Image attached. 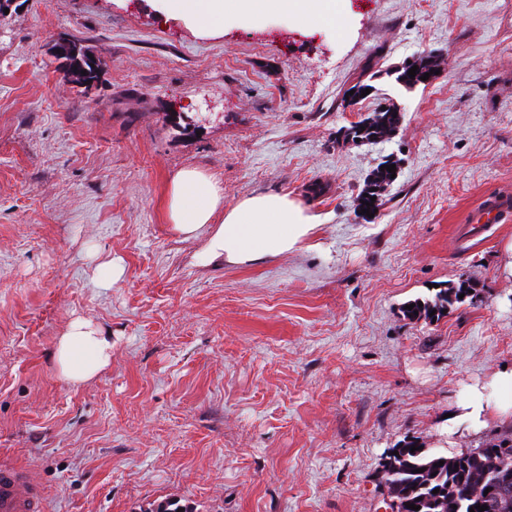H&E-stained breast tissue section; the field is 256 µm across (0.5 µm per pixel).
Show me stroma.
<instances>
[{"instance_id": "obj_1", "label": "stroma", "mask_w": 512, "mask_h": 512, "mask_svg": "<svg viewBox=\"0 0 512 512\" xmlns=\"http://www.w3.org/2000/svg\"><path fill=\"white\" fill-rule=\"evenodd\" d=\"M347 30L288 22L201 36L152 0H19L0 15V460L29 467L44 512H391L379 462L443 446L471 385L512 366V0H351ZM61 38L103 61L64 80ZM430 55L438 72L396 82ZM371 87L357 105L343 94ZM383 105L388 140L346 130ZM396 177L370 216L357 198ZM195 166L225 204L288 194L313 246L253 266L200 259L166 220ZM118 270L111 287L97 269ZM467 279L440 320L405 307ZM92 320L112 359L72 385L55 347ZM386 168L381 171V167L377 168L371 175L366 187L361 191L358 196V207L360 209H367L370 207V213H373L380 206V191L381 189L389 184L393 178ZM371 188H377V191H371ZM364 194H368V197H364ZM376 196L375 201H371V197ZM366 202L370 203V206L366 205ZM512 209L510 197H498L486 199L482 204L472 210L465 223L471 225V230L476 231L484 224H495L504 209Z\"/></svg>"}]
</instances>
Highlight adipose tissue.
I'll list each match as a JSON object with an SVG mask.
<instances>
[{"label": "adipose tissue", "instance_id": "ef3b65f1", "mask_svg": "<svg viewBox=\"0 0 512 512\" xmlns=\"http://www.w3.org/2000/svg\"><path fill=\"white\" fill-rule=\"evenodd\" d=\"M156 8L203 33L223 31L231 18L259 20L272 12L315 27H332L348 13L345 0H157ZM166 213L178 235H205L203 262L221 259L235 266L307 248L317 228L316 216L285 194L256 193L225 205L222 189L196 168L175 173ZM111 358V337L82 318L70 322L55 350L62 378L74 385L94 377ZM492 386L495 397L473 392L459 413L449 418L448 438H455L459 424L479 430L512 412V368L496 372Z\"/></svg>", "mask_w": 512, "mask_h": 512}]
</instances>
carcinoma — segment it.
<instances>
[{"label": "carcinoma", "mask_w": 512, "mask_h": 512, "mask_svg": "<svg viewBox=\"0 0 512 512\" xmlns=\"http://www.w3.org/2000/svg\"><path fill=\"white\" fill-rule=\"evenodd\" d=\"M57 59L61 60L65 77L77 85L81 84L77 72L102 66L100 59L89 57L74 41ZM414 65L418 70L412 78L408 71ZM428 69V63L419 57L397 71L396 81L412 87L421 82ZM393 114L395 111L390 108H378L351 126L350 135L361 142L382 141L396 131L399 118ZM391 181L389 171L376 169L358 196V207L375 212L380 206V189ZM471 289L469 282L463 280L456 287L439 291L433 299L423 302V306L405 310L406 316L438 319L443 316V310L460 302V294H467ZM414 446L417 450L413 452ZM382 468L397 512H479V506L486 507L485 512H512V435L497 437L488 447L474 448L464 456L456 453L451 457L416 441H405L385 452ZM418 468L424 472H416ZM410 504L419 506L420 510L408 508Z\"/></svg>", "instance_id": "carcinoma-1"}]
</instances>
